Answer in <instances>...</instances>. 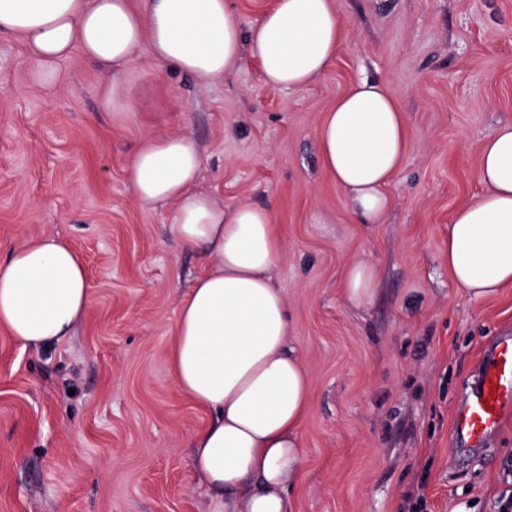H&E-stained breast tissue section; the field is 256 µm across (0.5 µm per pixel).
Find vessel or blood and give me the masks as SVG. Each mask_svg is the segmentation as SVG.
<instances>
[{
  "instance_id": "b4317fda",
  "label": "vessel or blood",
  "mask_w": 512,
  "mask_h": 512,
  "mask_svg": "<svg viewBox=\"0 0 512 512\" xmlns=\"http://www.w3.org/2000/svg\"><path fill=\"white\" fill-rule=\"evenodd\" d=\"M512 415V334L493 336L479 368L475 387L453 413L452 439L463 449L486 447Z\"/></svg>"
}]
</instances>
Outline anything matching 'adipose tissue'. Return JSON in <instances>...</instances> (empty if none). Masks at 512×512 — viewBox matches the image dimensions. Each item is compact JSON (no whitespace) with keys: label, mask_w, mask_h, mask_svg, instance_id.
Here are the masks:
<instances>
[{"label":"adipose tissue","mask_w":512,"mask_h":512,"mask_svg":"<svg viewBox=\"0 0 512 512\" xmlns=\"http://www.w3.org/2000/svg\"><path fill=\"white\" fill-rule=\"evenodd\" d=\"M0 32L21 40L51 91L73 53L116 71L144 44L155 61L205 87L239 63L247 41L267 83L301 90L328 70L344 40L333 0H274L247 36L226 0H148L142 13L130 0H0ZM318 147L360 223H382L387 188L409 150L394 94L376 81L350 85L325 113ZM201 170L184 133L146 138L130 167L138 201L173 205L170 235L210 257L180 306L168 353L178 387L212 415L192 436L193 471L213 512H295L290 487L304 464L312 379L289 345L288 307L270 277L283 242L269 208L228 211L199 190ZM478 180L483 194L448 226V270L476 299L512 290V123L486 138ZM379 277L373 262L351 263L343 297L363 305ZM89 304L85 266L56 235L29 238L0 260V328L24 345L65 339Z\"/></svg>","instance_id":"ef3b65f1"}]
</instances>
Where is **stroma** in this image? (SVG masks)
Wrapping results in <instances>:
<instances>
[{
	"mask_svg": "<svg viewBox=\"0 0 512 512\" xmlns=\"http://www.w3.org/2000/svg\"><path fill=\"white\" fill-rule=\"evenodd\" d=\"M345 40L329 70L293 91L267 84L251 44L224 78L194 77L141 45L110 75L73 54L57 92L0 33V258L43 233L81 257L91 304L71 335L26 347L0 329V512H211L192 476V433L210 413L177 386L168 351L178 309L209 266L145 207L132 157L186 133L201 187L225 209L267 206L283 239L271 271L289 342L313 381L296 512H496L512 493V418L469 455L452 413L485 347L512 331V291L475 299L448 273V226L483 191L480 149L512 123V0H334ZM370 78L397 97L410 150L383 223L363 224L322 170L324 113ZM377 264L366 305L344 268Z\"/></svg>",
	"mask_w": 512,
	"mask_h": 512,
	"instance_id": "obj_1",
	"label": "stroma"
}]
</instances>
